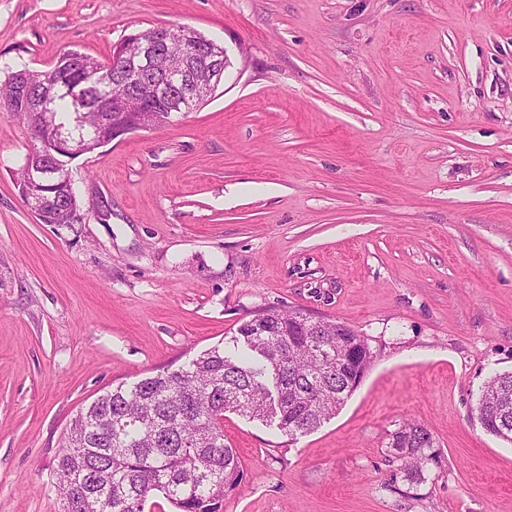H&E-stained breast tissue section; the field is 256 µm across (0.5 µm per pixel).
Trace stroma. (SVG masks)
I'll list each match as a JSON object with an SVG mask.
<instances>
[{"instance_id": "stroma-1", "label": "stroma", "mask_w": 512, "mask_h": 512, "mask_svg": "<svg viewBox=\"0 0 512 512\" xmlns=\"http://www.w3.org/2000/svg\"><path fill=\"white\" fill-rule=\"evenodd\" d=\"M159 26L232 65L69 163L85 223L36 218L30 135L0 112V512H60L82 408L274 308L377 357L297 439L225 413L223 512H512V444L476 416L512 371V0H0V60L102 59ZM407 421L436 451L416 485L386 462Z\"/></svg>"}]
</instances>
